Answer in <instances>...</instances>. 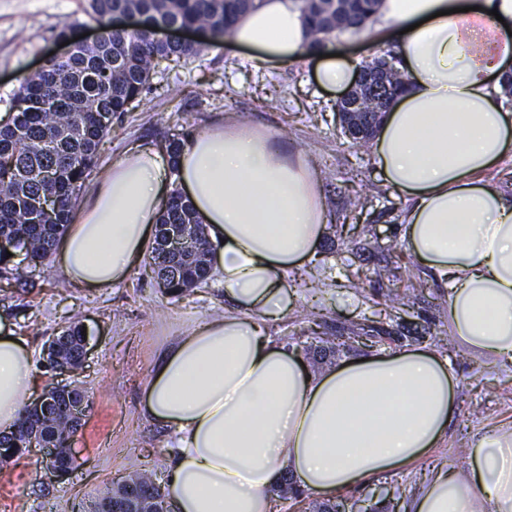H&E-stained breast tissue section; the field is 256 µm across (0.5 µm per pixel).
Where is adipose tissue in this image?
I'll return each mask as SVG.
<instances>
[{
  "label": "adipose tissue",
  "mask_w": 512,
  "mask_h": 512,
  "mask_svg": "<svg viewBox=\"0 0 512 512\" xmlns=\"http://www.w3.org/2000/svg\"><path fill=\"white\" fill-rule=\"evenodd\" d=\"M398 46L403 89L370 142L385 184L408 201L401 237L448 289V324L489 363L512 361V195L491 171L512 156V0H380ZM251 59L311 62L324 89L351 87L360 63L310 51L297 0H260L230 39ZM178 181L206 227L230 302L200 319L155 364L147 417L171 428L170 512H274L284 477L328 499L427 457L455 410L448 363L425 350L363 353L315 372L264 322L296 305L289 270L326 231L325 208L300 153L255 127L199 129L177 157L127 148L84 195L57 243L72 285L107 292L143 259ZM38 369L0 312V431H14ZM404 512H512V428L471 445L465 467L441 466Z\"/></svg>",
  "instance_id": "ef3b65f1"
}]
</instances>
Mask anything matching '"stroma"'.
<instances>
[{
    "instance_id": "stroma-1",
    "label": "stroma",
    "mask_w": 512,
    "mask_h": 512,
    "mask_svg": "<svg viewBox=\"0 0 512 512\" xmlns=\"http://www.w3.org/2000/svg\"><path fill=\"white\" fill-rule=\"evenodd\" d=\"M84 0H0V114L11 113L23 76L33 74L50 52H61L56 34L65 22L84 21ZM337 92L319 87L309 65H262L229 45L202 49L156 67L151 89L99 146L98 163L108 167L134 143L161 146L174 134L210 124L244 122L265 129L278 147L304 154L317 171L327 210V233L314 258L288 274L295 308L269 322L270 336L298 332L310 313L322 314L326 335L371 316L377 295L392 285L419 283L397 303L391 323L399 348L430 349L447 358L455 379L456 413L440 448L408 473L387 474L347 491L363 501L387 493L401 502L422 473L445 463L465 466L474 438L493 427L512 425V363L482 365L448 332V291L407 254L400 238L404 197L385 185L368 145L344 142L336 123ZM361 198L362 214L350 202ZM396 266L398 283L385 280L349 286L345 268ZM35 287L0 290V310L9 311L39 369L40 387L77 383L91 410L75 434L74 467L54 479L39 449H31L0 470V512H73L129 475L154 472L165 481L171 429L149 421L145 385L167 344L201 317L227 310L217 275L176 297L160 292L148 268L138 267L107 295L69 285L55 264L29 271ZM86 329L91 355L76 376L45 366L42 347L69 323Z\"/></svg>"
}]
</instances>
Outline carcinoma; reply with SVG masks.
<instances>
[{
    "label": "carcinoma",
    "instance_id": "carcinoma-1",
    "mask_svg": "<svg viewBox=\"0 0 512 512\" xmlns=\"http://www.w3.org/2000/svg\"><path fill=\"white\" fill-rule=\"evenodd\" d=\"M259 0H87L85 15L100 31L98 43L76 48L65 59H48L42 69L22 78L10 120L0 124V279H22L9 265L6 252H22L29 262L43 264L70 221L80 191L100 173L97 154L101 141L129 107L150 88L152 71L160 60L194 56L201 46H213L232 31L240 13ZM311 25V49L327 46L342 34H357L376 19L378 0H298ZM138 17L134 30L115 29L124 14ZM163 26L189 28L201 36L192 44L156 42L152 32ZM395 57L386 52L361 65L370 80L368 97L381 101L395 94L402 82L386 89L374 74L377 63ZM182 224L190 249L167 252L164 227ZM205 228L189 198L173 188L166 209L155 226L148 265L167 294L205 281L210 273ZM385 319L359 323L348 329L341 346L394 340ZM32 415L24 412L17 429L0 432V466L28 451ZM81 424L56 412L42 423L48 442L63 450ZM142 500L150 512H167L165 491L152 476L141 472L98 498L86 512H102L104 502ZM356 502H309V512H354Z\"/></svg>",
    "mask_w": 512,
    "mask_h": 512
}]
</instances>
